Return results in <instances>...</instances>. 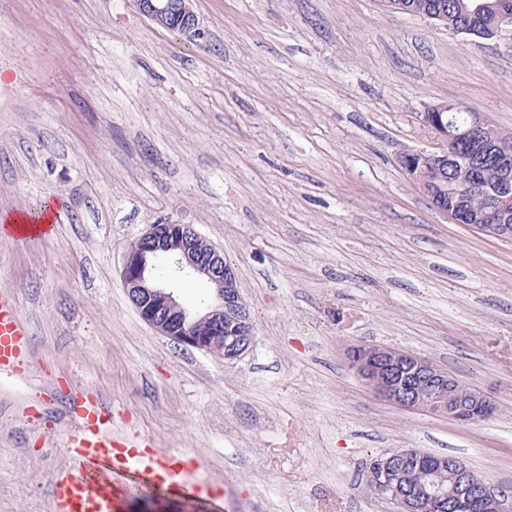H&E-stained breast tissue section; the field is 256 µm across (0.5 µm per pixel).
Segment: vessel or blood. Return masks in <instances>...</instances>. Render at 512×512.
Masks as SVG:
<instances>
[{"instance_id":"1","label":"vessel or blood","mask_w":512,"mask_h":512,"mask_svg":"<svg viewBox=\"0 0 512 512\" xmlns=\"http://www.w3.org/2000/svg\"><path fill=\"white\" fill-rule=\"evenodd\" d=\"M52 226L1 224L0 237L25 240L47 236ZM29 372L28 333L12 298L0 293V376ZM78 429L67 441L72 469L61 471L51 487L52 512H120L131 494H168L196 503L216 496L213 482L195 478L181 455L160 452L139 436L112 435V410L95 399L74 402Z\"/></svg>"}]
</instances>
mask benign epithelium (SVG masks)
I'll use <instances>...</instances> for the list:
<instances>
[{
    "instance_id": "benign-epithelium-1",
    "label": "benign epithelium",
    "mask_w": 512,
    "mask_h": 512,
    "mask_svg": "<svg viewBox=\"0 0 512 512\" xmlns=\"http://www.w3.org/2000/svg\"><path fill=\"white\" fill-rule=\"evenodd\" d=\"M139 12L156 25L182 33L199 32L191 0H136ZM485 38L512 34V11L501 8L487 24ZM461 103L442 101L425 107L423 126L436 146L402 154L398 162L417 191L455 224H467L495 238L512 241V131L501 132L481 112L471 113L465 125L449 114ZM499 165L492 184L476 178L482 155ZM181 250L182 271L203 280L214 302L203 313L185 309L176 301L177 286L155 277L154 265L164 252ZM121 279L142 320L175 343L226 361L239 360L254 345V326L239 289L234 266L216 248L204 250L191 224H149L139 246L124 254ZM353 369L387 401L407 409L467 422L476 415L491 417L496 404L477 391L457 398L455 379L412 353L386 346H351L346 351ZM423 455L403 448L372 463L378 482L394 488L390 501L400 512H512L509 496L483 481L458 459L443 456L431 467L448 470V491L421 494L402 481L401 470L421 464Z\"/></svg>"
}]
</instances>
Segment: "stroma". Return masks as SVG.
<instances>
[{"mask_svg": "<svg viewBox=\"0 0 512 512\" xmlns=\"http://www.w3.org/2000/svg\"><path fill=\"white\" fill-rule=\"evenodd\" d=\"M201 36L135 0H0V290L31 377L0 387V512H50L67 411L103 399L129 432L225 481L211 505L123 512H397L371 459L453 456L512 496V241L451 222L397 159L432 148L427 105L512 130V38L453 35L380 0H193ZM190 224L234 264L255 327L227 363L139 317L123 253ZM404 349L497 405L469 425L381 399L345 345ZM18 224V225H15ZM41 224H49L43 226ZM54 224H51V217L46 216L40 222H31L24 216H15L7 220L6 224L0 225V237L14 240H25L31 237L47 236L52 233Z\"/></svg>", "mask_w": 512, "mask_h": 512, "instance_id": "1", "label": "stroma"}]
</instances>
